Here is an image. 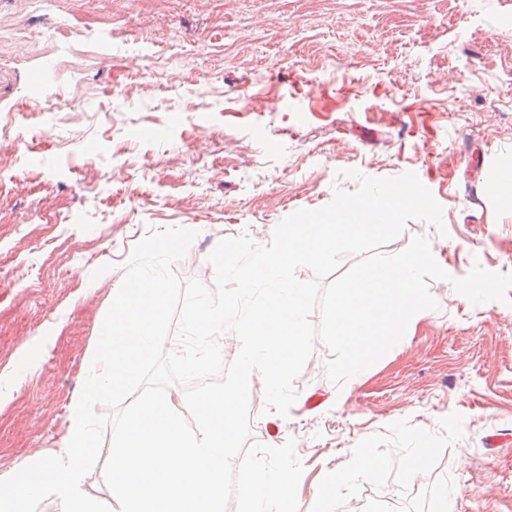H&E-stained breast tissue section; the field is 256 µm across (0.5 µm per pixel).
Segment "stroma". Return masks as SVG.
I'll return each mask as SVG.
<instances>
[{
  "label": "stroma",
  "mask_w": 512,
  "mask_h": 512,
  "mask_svg": "<svg viewBox=\"0 0 512 512\" xmlns=\"http://www.w3.org/2000/svg\"><path fill=\"white\" fill-rule=\"evenodd\" d=\"M457 14L461 23L450 24ZM74 95V118L52 102ZM0 471L57 449L86 353L133 247L152 229L197 238L175 265L212 284L223 239L267 244L333 198L337 171L414 172L443 227L412 221L442 268L512 274V5L507 0H0ZM438 309L343 387L317 346L289 417L253 441H297L298 512H512V307L444 281ZM378 466L317 494L353 449ZM428 463L414 467L416 449Z\"/></svg>",
  "instance_id": "1"
}]
</instances>
